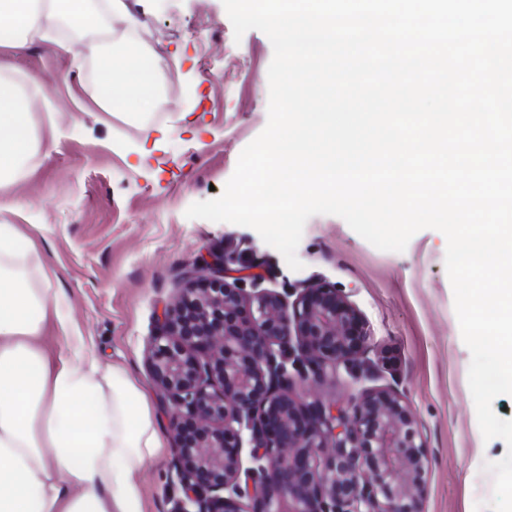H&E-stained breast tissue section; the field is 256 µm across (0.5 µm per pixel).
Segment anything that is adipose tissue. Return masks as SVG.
<instances>
[{"mask_svg":"<svg viewBox=\"0 0 512 512\" xmlns=\"http://www.w3.org/2000/svg\"><path fill=\"white\" fill-rule=\"evenodd\" d=\"M122 8V0H0V47L39 41L65 49L74 63L96 65L89 99L102 111L143 112L154 102L158 59L138 44L115 52L74 40ZM0 64V187L24 181L55 124L36 130L31 87ZM63 343L44 345L48 320ZM161 417L147 390L121 366L102 369L72 329L66 299L54 290L33 241L15 224H0V512H144L141 470L164 446Z\"/></svg>","mask_w":512,"mask_h":512,"instance_id":"obj_1","label":"adipose tissue"}]
</instances>
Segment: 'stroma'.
<instances>
[{
  "mask_svg": "<svg viewBox=\"0 0 512 512\" xmlns=\"http://www.w3.org/2000/svg\"><path fill=\"white\" fill-rule=\"evenodd\" d=\"M140 18L137 39L162 62L157 104L144 115L109 114L88 101L91 64L76 69L56 46L0 48L17 77L38 76L45 94L34 123L55 119L61 135L26 181L0 189V212L21 225L55 272L53 288L71 305L72 324L103 364L125 367L149 391L150 338L168 302L187 285L184 272L202 255L233 254L256 266L263 285L281 294L325 283L341 290L367 324L360 378H327L319 392L347 405L362 390L391 388L409 405L429 453L422 512H474L493 496L487 463L506 453L484 440L468 385L465 345L445 268L443 233L417 232L405 251H382L341 217L315 215L303 230L291 270L252 228L186 218L194 202L223 193L243 148L268 121L269 38L235 39L222 0H125ZM140 479L146 512H172L183 490L173 467L175 442Z\"/></svg>",
  "mask_w": 512,
  "mask_h": 512,
  "instance_id": "1",
  "label": "stroma"
}]
</instances>
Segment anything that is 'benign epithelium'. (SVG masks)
I'll return each instance as SVG.
<instances>
[{
    "label": "benign epithelium",
    "instance_id": "1",
    "mask_svg": "<svg viewBox=\"0 0 512 512\" xmlns=\"http://www.w3.org/2000/svg\"><path fill=\"white\" fill-rule=\"evenodd\" d=\"M233 261L195 262L151 337L184 492L174 512H420L428 450L395 391L340 408L297 392L357 377L369 334L346 296L318 284L291 301L259 276L249 292L225 280Z\"/></svg>",
    "mask_w": 512,
    "mask_h": 512
}]
</instances>
